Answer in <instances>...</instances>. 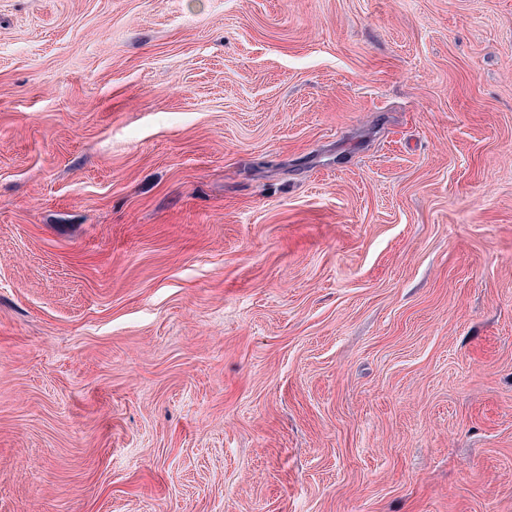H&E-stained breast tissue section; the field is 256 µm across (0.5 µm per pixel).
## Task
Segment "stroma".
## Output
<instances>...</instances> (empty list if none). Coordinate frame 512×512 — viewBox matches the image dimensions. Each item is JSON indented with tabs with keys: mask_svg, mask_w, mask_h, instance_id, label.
<instances>
[{
	"mask_svg": "<svg viewBox=\"0 0 512 512\" xmlns=\"http://www.w3.org/2000/svg\"><path fill=\"white\" fill-rule=\"evenodd\" d=\"M0 512H512V0H0Z\"/></svg>",
	"mask_w": 512,
	"mask_h": 512,
	"instance_id": "1",
	"label": "stroma"
}]
</instances>
